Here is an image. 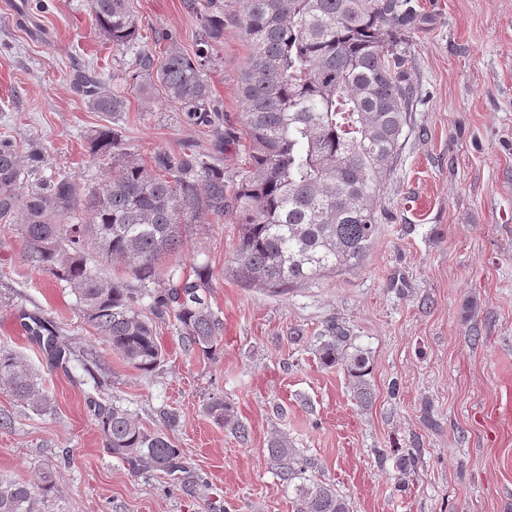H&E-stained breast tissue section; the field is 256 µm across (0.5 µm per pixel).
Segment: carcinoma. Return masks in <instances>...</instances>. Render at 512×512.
Segmentation results:
<instances>
[{
    "instance_id": "1",
    "label": "carcinoma",
    "mask_w": 512,
    "mask_h": 512,
    "mask_svg": "<svg viewBox=\"0 0 512 512\" xmlns=\"http://www.w3.org/2000/svg\"><path fill=\"white\" fill-rule=\"evenodd\" d=\"M96 26L117 49L133 53L137 77L155 75L159 88L197 126L218 128L221 110L205 78L209 56L185 53L172 41L164 62L138 43L131 0H90ZM231 22L249 47L241 76L248 167L232 191L224 170L194 154H159L146 165L123 151L108 127L87 136L92 160L110 161L101 182L80 185L59 167L41 175L20 197L15 186L42 159L23 158L0 136V221H18L23 256L66 283L86 322L134 368L155 371L163 361L155 320L174 316L189 353L210 355L224 321L203 297L205 266L184 277L166 259L179 252V227L205 214L235 211L239 239L235 272L275 292L358 266L376 232L374 206L405 140L413 90L399 42L413 17L402 0H243ZM75 85L94 110L125 111L100 72L75 73ZM120 274L102 277L100 265ZM149 299L145 306L144 299ZM23 327L47 365L65 367L71 351L59 327L22 313ZM327 367H339L361 404L372 400L368 359L351 350L332 324L315 346ZM0 381L37 412L49 407L38 375L16 352L0 347ZM104 446L136 474L185 469L171 437L151 431L113 400L89 397ZM215 421L245 440L248 427L221 397L207 405ZM279 478L295 485V512H350L332 485L309 475V463L286 436L271 441ZM40 482L0 479V512H35Z\"/></svg>"
}]
</instances>
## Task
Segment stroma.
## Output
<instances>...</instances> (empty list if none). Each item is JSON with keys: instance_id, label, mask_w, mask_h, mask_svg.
Masks as SVG:
<instances>
[{"instance_id": "35a3bbf8", "label": "stroma", "mask_w": 512, "mask_h": 512, "mask_svg": "<svg viewBox=\"0 0 512 512\" xmlns=\"http://www.w3.org/2000/svg\"><path fill=\"white\" fill-rule=\"evenodd\" d=\"M11 0L0 9V134L40 152L79 183L104 170L86 136L117 130L144 163L193 152L234 185L246 162L239 77L247 49L229 22L209 41L206 79L224 116V145L187 123L160 89L133 83L132 54L96 28L89 0ZM418 16L401 51L413 89L406 139L375 206L376 238L359 266L286 292L233 270V213L180 228L173 261L184 276L207 265L206 300L224 319L214 354L186 352L174 319L157 323L165 361L146 374L127 364L80 316L65 283L30 266L14 225L0 223V346L42 376L48 414L0 384V477L54 488L36 512H294L296 493L267 448L277 436L311 459L317 479L352 512H512V0H410ZM187 0H131L156 61L166 37L195 53L204 38ZM102 71L126 92L125 112L94 111L72 84L73 65ZM55 320L65 343L93 349L51 369L19 325L20 312ZM367 352L373 398L362 406L343 370L314 347L329 324ZM147 428L164 427L186 472L132 474L105 448L88 406L95 379ZM221 396L250 430L240 441L206 411ZM418 459L402 477L396 459Z\"/></svg>"}]
</instances>
